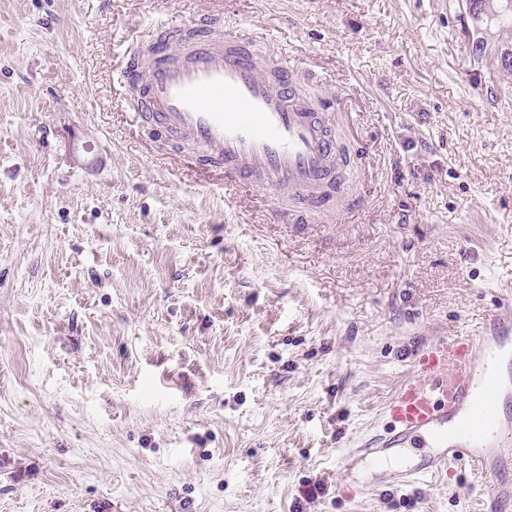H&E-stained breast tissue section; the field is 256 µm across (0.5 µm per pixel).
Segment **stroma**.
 Instances as JSON below:
<instances>
[{
  "label": "stroma",
  "instance_id": "35a3bbf8",
  "mask_svg": "<svg viewBox=\"0 0 512 512\" xmlns=\"http://www.w3.org/2000/svg\"><path fill=\"white\" fill-rule=\"evenodd\" d=\"M197 11L331 123L304 223L132 118L125 54ZM477 39L465 0H0V512H480L512 447L342 468L423 345L512 319V31Z\"/></svg>",
  "mask_w": 512,
  "mask_h": 512
}]
</instances>
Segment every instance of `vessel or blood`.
<instances>
[{
    "mask_svg": "<svg viewBox=\"0 0 512 512\" xmlns=\"http://www.w3.org/2000/svg\"><path fill=\"white\" fill-rule=\"evenodd\" d=\"M266 42L249 25L192 15L169 28L148 58L134 57L124 76L133 117L171 141H188L203 163L224 168L228 187L285 190L301 202L324 201L336 146L323 113L300 102L287 58L260 70ZM512 337V320L495 317L476 336H443L422 347L412 377L387 410L381 434L349 449L343 469L352 484L410 485L453 466H498L512 446V427L499 417L505 377L496 346ZM406 448L428 449L412 464Z\"/></svg>",
    "mask_w": 512,
    "mask_h": 512,
    "instance_id": "1",
    "label": "vessel or blood"
}]
</instances>
